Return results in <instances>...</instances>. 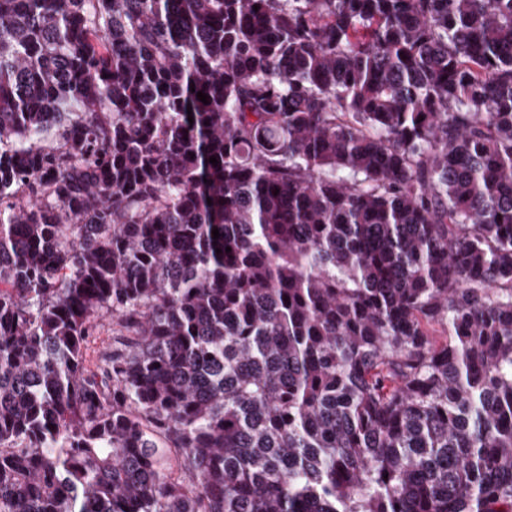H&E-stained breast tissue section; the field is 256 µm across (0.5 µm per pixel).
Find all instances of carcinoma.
I'll list each match as a JSON object with an SVG mask.
<instances>
[{"mask_svg": "<svg viewBox=\"0 0 512 512\" xmlns=\"http://www.w3.org/2000/svg\"><path fill=\"white\" fill-rule=\"evenodd\" d=\"M0 512H512V0H0Z\"/></svg>", "mask_w": 512, "mask_h": 512, "instance_id": "cac0c4a2", "label": "carcinoma"}]
</instances>
